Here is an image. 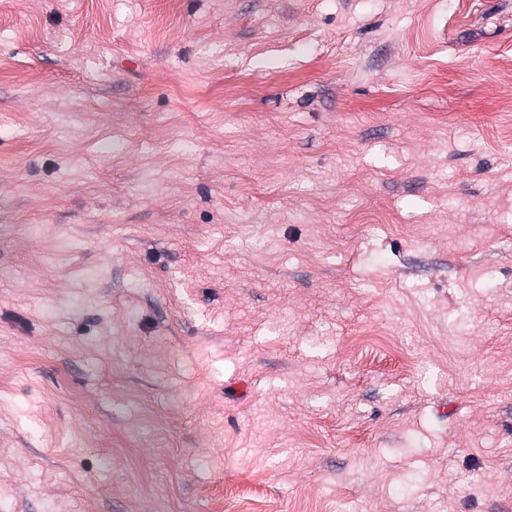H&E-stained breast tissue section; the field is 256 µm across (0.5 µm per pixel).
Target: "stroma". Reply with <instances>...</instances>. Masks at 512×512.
Here are the masks:
<instances>
[{
	"mask_svg": "<svg viewBox=\"0 0 512 512\" xmlns=\"http://www.w3.org/2000/svg\"><path fill=\"white\" fill-rule=\"evenodd\" d=\"M512 512V0H0V512Z\"/></svg>",
	"mask_w": 512,
	"mask_h": 512,
	"instance_id": "1",
	"label": "stroma"
}]
</instances>
